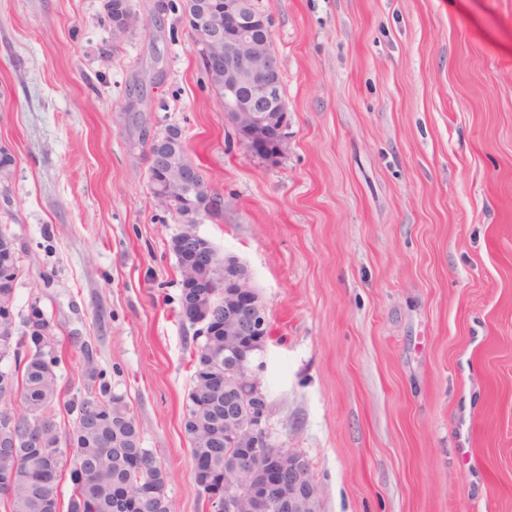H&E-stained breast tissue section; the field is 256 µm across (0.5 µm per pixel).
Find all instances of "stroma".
Returning a JSON list of instances; mask_svg holds the SVG:
<instances>
[{
	"mask_svg": "<svg viewBox=\"0 0 512 512\" xmlns=\"http://www.w3.org/2000/svg\"><path fill=\"white\" fill-rule=\"evenodd\" d=\"M288 135L240 144L184 0H0V229L15 311L39 302L83 387L124 393L205 512L183 428L194 330L152 199L149 145L181 132L223 196L199 234L250 270L270 322L260 382L321 512H512V0H254ZM110 2H111V4H110L111 9H110L109 18H110L111 22H112V20L118 21L121 16H123L125 19L128 20L127 22H120L118 25L119 26L118 29L113 30L114 38L120 39V38L124 37L129 32V30L133 26V23L135 22V19L132 16V13L130 11L129 5L127 4L126 0H123V1L111 0ZM119 2H122V7L120 10L118 9V7L120 6ZM112 5H113V8H112ZM113 24L114 23L112 22V26H114Z\"/></svg>",
	"mask_w": 512,
	"mask_h": 512,
	"instance_id": "obj_1",
	"label": "stroma"
}]
</instances>
